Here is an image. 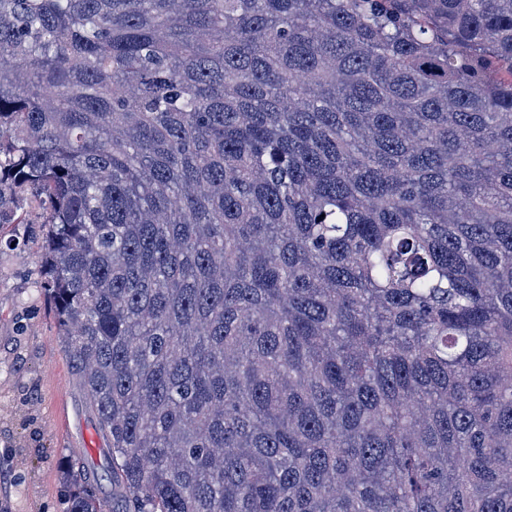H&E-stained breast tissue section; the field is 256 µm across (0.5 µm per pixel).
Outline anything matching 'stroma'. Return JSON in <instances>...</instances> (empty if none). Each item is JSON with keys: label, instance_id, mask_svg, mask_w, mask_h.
I'll use <instances>...</instances> for the list:
<instances>
[{"label": "stroma", "instance_id": "1", "mask_svg": "<svg viewBox=\"0 0 512 512\" xmlns=\"http://www.w3.org/2000/svg\"><path fill=\"white\" fill-rule=\"evenodd\" d=\"M24 215L0 227V512H66L62 477L76 449L111 495L107 441L37 285L41 244L30 229L43 212L30 202Z\"/></svg>", "mask_w": 512, "mask_h": 512}]
</instances>
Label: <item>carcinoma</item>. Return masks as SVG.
<instances>
[{
    "mask_svg": "<svg viewBox=\"0 0 512 512\" xmlns=\"http://www.w3.org/2000/svg\"><path fill=\"white\" fill-rule=\"evenodd\" d=\"M32 197L112 512H512V0H0Z\"/></svg>",
    "mask_w": 512,
    "mask_h": 512,
    "instance_id": "obj_1",
    "label": "carcinoma"
}]
</instances>
